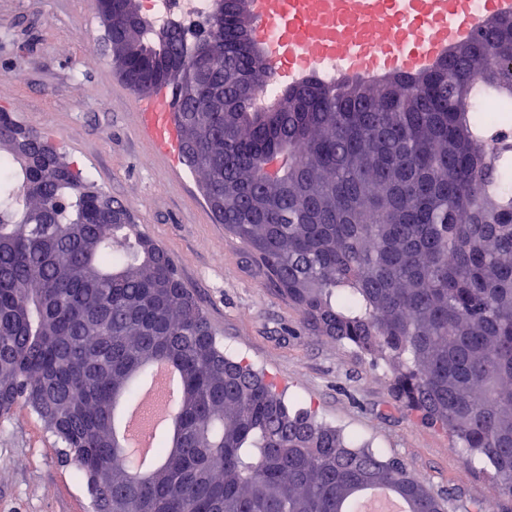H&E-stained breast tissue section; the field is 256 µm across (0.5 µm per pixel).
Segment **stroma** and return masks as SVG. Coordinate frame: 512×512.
<instances>
[{
    "label": "stroma",
    "instance_id": "stroma-1",
    "mask_svg": "<svg viewBox=\"0 0 512 512\" xmlns=\"http://www.w3.org/2000/svg\"><path fill=\"white\" fill-rule=\"evenodd\" d=\"M82 37H75V30ZM94 0H0V110L41 134L83 180L122 204L172 257L224 349L277 383L289 403L422 474L456 512H512L489 472L467 467L443 431L399 402L388 365L305 328L261 265L217 224L186 163L146 157L140 95L116 74ZM0 512H95L87 483L29 408L0 419Z\"/></svg>",
    "mask_w": 512,
    "mask_h": 512
}]
</instances>
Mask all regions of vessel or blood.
<instances>
[{"label": "vessel or blood", "mask_w": 512, "mask_h": 512, "mask_svg": "<svg viewBox=\"0 0 512 512\" xmlns=\"http://www.w3.org/2000/svg\"><path fill=\"white\" fill-rule=\"evenodd\" d=\"M254 42L297 83L331 63L340 77L414 72L469 41L488 17L512 16V0H250ZM139 126L154 148L182 151L163 100L139 103Z\"/></svg>", "instance_id": "obj_1"}]
</instances>
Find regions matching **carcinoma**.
<instances>
[{
    "label": "carcinoma",
    "instance_id": "carcinoma-1",
    "mask_svg": "<svg viewBox=\"0 0 512 512\" xmlns=\"http://www.w3.org/2000/svg\"><path fill=\"white\" fill-rule=\"evenodd\" d=\"M236 0L198 24L224 97L180 99L198 40L124 0L117 73L172 88L183 154L215 220L262 265L311 330L388 361L397 397L512 498V135L476 119L512 104V68L478 32L412 73L309 79L270 109L243 53ZM0 417L22 402L67 448L97 512H345L384 486L409 512L453 504L397 459L354 446L277 385L224 355L169 253L104 224L97 191L59 154L30 170L0 142ZM165 361L181 373L159 464L118 449L119 403Z\"/></svg>",
    "mask_w": 512,
    "mask_h": 512
}]
</instances>
